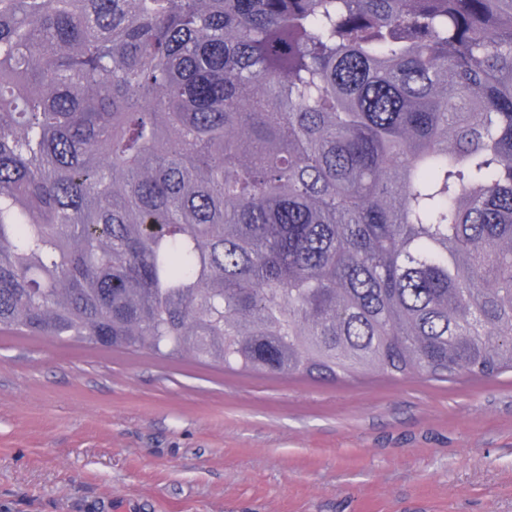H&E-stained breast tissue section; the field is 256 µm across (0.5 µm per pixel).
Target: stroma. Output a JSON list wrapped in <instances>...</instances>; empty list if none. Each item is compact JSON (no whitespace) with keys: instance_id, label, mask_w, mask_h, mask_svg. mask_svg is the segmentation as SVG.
Returning <instances> with one entry per match:
<instances>
[{"instance_id":"35a3bbf8","label":"stroma","mask_w":512,"mask_h":512,"mask_svg":"<svg viewBox=\"0 0 512 512\" xmlns=\"http://www.w3.org/2000/svg\"><path fill=\"white\" fill-rule=\"evenodd\" d=\"M0 512H512V375L328 381L5 333Z\"/></svg>"}]
</instances>
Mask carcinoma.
<instances>
[{
    "mask_svg": "<svg viewBox=\"0 0 512 512\" xmlns=\"http://www.w3.org/2000/svg\"><path fill=\"white\" fill-rule=\"evenodd\" d=\"M4 331L511 373L512 0H0Z\"/></svg>",
    "mask_w": 512,
    "mask_h": 512,
    "instance_id": "carcinoma-1",
    "label": "carcinoma"
}]
</instances>
